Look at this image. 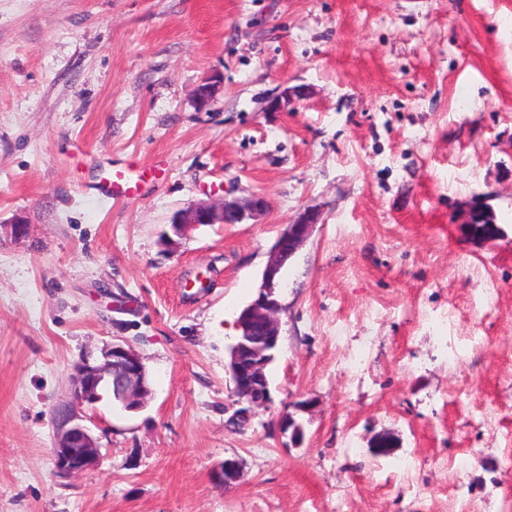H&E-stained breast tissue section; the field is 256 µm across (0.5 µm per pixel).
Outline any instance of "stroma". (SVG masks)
<instances>
[{"label": "stroma", "mask_w": 512, "mask_h": 512, "mask_svg": "<svg viewBox=\"0 0 512 512\" xmlns=\"http://www.w3.org/2000/svg\"><path fill=\"white\" fill-rule=\"evenodd\" d=\"M287 87L301 98L268 111ZM128 167L138 194L112 197ZM253 194L268 207L247 223L164 240L178 210ZM474 201L502 237L459 223ZM307 207L323 222L282 271L273 404L235 429L237 315ZM18 221L0 236V512L512 507V0H0V224ZM115 342L151 396L129 413L103 395L99 462L59 475L52 410Z\"/></svg>", "instance_id": "1"}]
</instances>
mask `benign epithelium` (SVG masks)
<instances>
[{"instance_id": "7a95c632", "label": "benign epithelium", "mask_w": 512, "mask_h": 512, "mask_svg": "<svg viewBox=\"0 0 512 512\" xmlns=\"http://www.w3.org/2000/svg\"><path fill=\"white\" fill-rule=\"evenodd\" d=\"M221 80L215 73L203 78L196 90L199 106L214 100ZM299 92L284 89L267 107L269 112H281ZM267 207L264 197L252 194L243 200L222 201L218 205L194 204L179 210L170 223L165 239L173 244L175 238H184L200 225L226 224L234 220L241 224L260 215ZM321 223V213L305 209L278 237L268 255L260 286L255 299L240 313L236 326L238 335L229 348L228 372L232 378L233 404L238 406L231 421L245 426L257 410L269 407L272 402L266 367L274 358L280 339L277 314L282 309L280 297V272L285 263L295 256L310 238L315 226ZM463 224L478 228L484 224L492 232L484 236L495 237L501 233L490 207L473 203L465 211ZM107 389L128 412L145 407L151 389L143 358L132 348L114 343L101 353V357L84 358L74 368L70 398L56 406L51 414L53 446L57 472L63 475L82 472L93 466L101 456V448L87 422L91 417L86 408L98 403L101 390ZM242 464L236 459L224 460L221 479L231 486L242 480Z\"/></svg>"}]
</instances>
